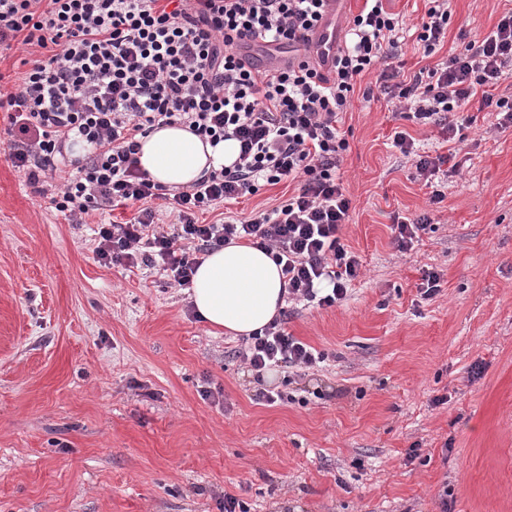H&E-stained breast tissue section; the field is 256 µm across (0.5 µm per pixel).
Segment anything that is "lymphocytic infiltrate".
Here are the masks:
<instances>
[{
  "label": "lymphocytic infiltrate",
  "instance_id": "f902f5d3",
  "mask_svg": "<svg viewBox=\"0 0 512 512\" xmlns=\"http://www.w3.org/2000/svg\"><path fill=\"white\" fill-rule=\"evenodd\" d=\"M325 0H0V47L35 48L18 89L0 97L13 127L8 158L29 183L71 164L51 202L70 216L132 206L124 223L98 229V262L158 266L189 285L202 255L246 239L271 252L295 298L330 307L359 275L360 260L340 243L351 201L336 181L348 143L337 129L358 78L379 68L385 93L409 105L419 123L455 135L450 120L478 88L512 72V14L463 52L410 82L389 61L403 25L385 0H364L344 26L332 76L303 55L284 67L244 63L256 40L303 52ZM411 30L424 56L448 34V0H426ZM179 123L211 144L236 140V161L188 187L168 190L141 170L138 139ZM91 153L67 158L74 138ZM298 182L296 193L250 219L201 224L217 210L263 187ZM174 214L156 224L153 201ZM255 373L312 368L324 356L291 336L280 321L254 332L239 353Z\"/></svg>",
  "mask_w": 512,
  "mask_h": 512
}]
</instances>
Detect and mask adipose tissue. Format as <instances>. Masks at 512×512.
<instances>
[{"instance_id":"adipose-tissue-1","label":"adipose tissue","mask_w":512,"mask_h":512,"mask_svg":"<svg viewBox=\"0 0 512 512\" xmlns=\"http://www.w3.org/2000/svg\"><path fill=\"white\" fill-rule=\"evenodd\" d=\"M140 168L167 188L187 187L204 172L231 165L233 140L210 145L181 124L140 138ZM287 284L271 254L256 245L231 243L205 255L189 299L197 315L231 336H249L269 325L285 305Z\"/></svg>"}]
</instances>
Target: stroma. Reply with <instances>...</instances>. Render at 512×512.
Listing matches in <instances>:
<instances>
[{"mask_svg":"<svg viewBox=\"0 0 512 512\" xmlns=\"http://www.w3.org/2000/svg\"><path fill=\"white\" fill-rule=\"evenodd\" d=\"M448 9L434 57L401 42L400 79L462 53L512 0ZM375 81L338 126L340 241L360 275L340 304L279 315L324 353L311 369L255 375L160 268L100 264V215L57 212L59 177L30 184L0 148V512H224L228 495L250 512H512V126L475 97L449 143ZM401 130L421 153L457 148L441 203ZM423 213L399 251L394 217Z\"/></svg>","mask_w":512,"mask_h":512,"instance_id":"35a3bbf8","label":"stroma"}]
</instances>
